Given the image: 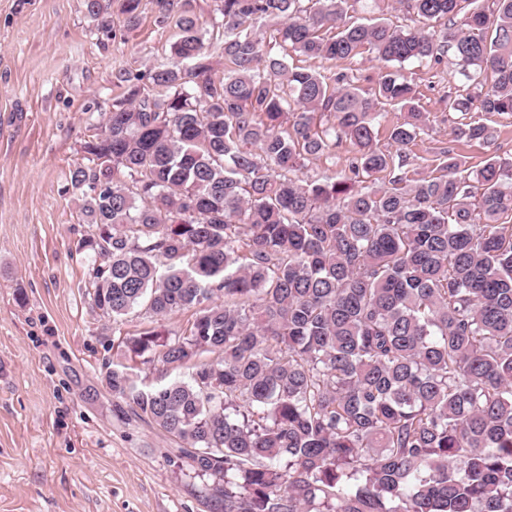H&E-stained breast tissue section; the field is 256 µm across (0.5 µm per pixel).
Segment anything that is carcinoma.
<instances>
[{
  "label": "carcinoma",
  "instance_id": "carcinoma-1",
  "mask_svg": "<svg viewBox=\"0 0 512 512\" xmlns=\"http://www.w3.org/2000/svg\"><path fill=\"white\" fill-rule=\"evenodd\" d=\"M220 2L223 74L194 0H156L171 62L113 71L125 94L69 172L99 316L193 311L178 336L125 340L188 379L139 388L112 369V396L179 441L223 512H512V157L471 175L443 147L438 174L409 169L426 115L400 73L448 56L466 80L454 111L512 114V0L461 17L460 0L390 4L412 27L352 21L348 0ZM140 7L122 0L128 24ZM293 53L383 70L365 92ZM381 104L404 112L386 150ZM344 141L348 174L289 176Z\"/></svg>",
  "mask_w": 512,
  "mask_h": 512
}]
</instances>
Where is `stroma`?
<instances>
[{
	"label": "stroma",
	"instance_id": "1",
	"mask_svg": "<svg viewBox=\"0 0 512 512\" xmlns=\"http://www.w3.org/2000/svg\"><path fill=\"white\" fill-rule=\"evenodd\" d=\"M156 16L154 0H142L132 27L113 11L109 37L86 0H0V512H214L202 496L206 478L174 438L119 413L106 384L115 368L147 386L188 378V369L126 355L123 338L153 321L140 307L104 328L92 310L90 262L75 251L86 226L69 172L124 94L113 69L169 63L176 31ZM289 62L326 76L353 70L365 90L380 67L359 56ZM403 73L428 118L410 167L434 171L439 147L471 170L512 156V115L450 109L463 88L454 65L408 63ZM474 121L493 128V144L454 138Z\"/></svg>",
	"mask_w": 512,
	"mask_h": 512
}]
</instances>
